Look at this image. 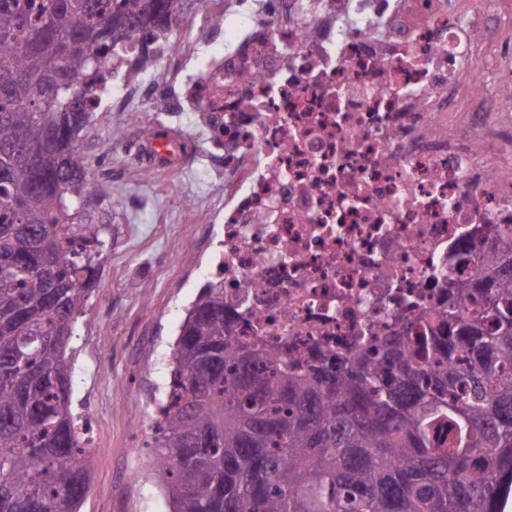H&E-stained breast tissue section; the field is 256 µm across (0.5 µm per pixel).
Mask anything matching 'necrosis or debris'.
Here are the masks:
<instances>
[{"instance_id": "necrosis-or-debris-1", "label": "necrosis or debris", "mask_w": 512, "mask_h": 512, "mask_svg": "<svg viewBox=\"0 0 512 512\" xmlns=\"http://www.w3.org/2000/svg\"><path fill=\"white\" fill-rule=\"evenodd\" d=\"M106 62L224 167L207 281L239 335L337 362L448 306V256L512 225V0H204Z\"/></svg>"}]
</instances>
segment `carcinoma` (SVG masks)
I'll return each mask as SVG.
<instances>
[{
  "label": "carcinoma",
  "mask_w": 512,
  "mask_h": 512,
  "mask_svg": "<svg viewBox=\"0 0 512 512\" xmlns=\"http://www.w3.org/2000/svg\"><path fill=\"white\" fill-rule=\"evenodd\" d=\"M202 3L0 0V512H80L90 487L71 362L101 232L84 216V80ZM449 268L448 308L409 354L393 337L334 372L324 352L288 362L235 335L224 286H205L159 403L172 512H504L512 240L490 232Z\"/></svg>",
  "instance_id": "carcinoma-1"
}]
</instances>
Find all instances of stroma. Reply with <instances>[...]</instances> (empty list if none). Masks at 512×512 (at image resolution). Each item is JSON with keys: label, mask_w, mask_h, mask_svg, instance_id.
Listing matches in <instances>:
<instances>
[{"label": "stroma", "mask_w": 512, "mask_h": 512, "mask_svg": "<svg viewBox=\"0 0 512 512\" xmlns=\"http://www.w3.org/2000/svg\"><path fill=\"white\" fill-rule=\"evenodd\" d=\"M145 102L95 113L78 146L99 190L89 209L106 225L96 289L72 341L76 411L97 446L81 512H169L153 466L150 419L170 378L167 358L201 291L204 225L182 203L216 195L202 157L163 169L130 155L143 136Z\"/></svg>", "instance_id": "1"}]
</instances>
